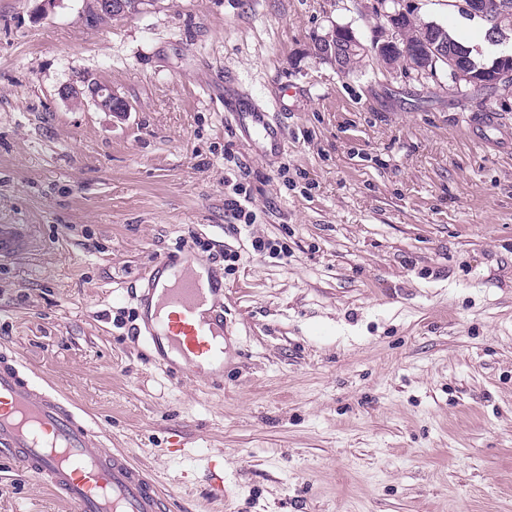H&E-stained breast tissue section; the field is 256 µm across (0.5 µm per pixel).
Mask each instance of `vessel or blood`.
Returning a JSON list of instances; mask_svg holds the SVG:
<instances>
[{"instance_id": "obj_1", "label": "vessel or blood", "mask_w": 512, "mask_h": 512, "mask_svg": "<svg viewBox=\"0 0 512 512\" xmlns=\"http://www.w3.org/2000/svg\"><path fill=\"white\" fill-rule=\"evenodd\" d=\"M237 123L279 152L281 132L263 113L236 109ZM22 224L0 225V258L15 253ZM188 246L154 258L144 276L142 321L154 361L192 379L224 373V282L200 273ZM92 428L69 401L38 384L19 355L0 353V457L58 491L75 512H169L163 492L119 452L92 451Z\"/></svg>"}]
</instances>
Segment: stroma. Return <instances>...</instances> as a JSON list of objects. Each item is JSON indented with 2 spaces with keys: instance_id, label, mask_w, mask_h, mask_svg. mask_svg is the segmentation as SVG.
Instances as JSON below:
<instances>
[{
  "instance_id": "1",
  "label": "stroma",
  "mask_w": 512,
  "mask_h": 512,
  "mask_svg": "<svg viewBox=\"0 0 512 512\" xmlns=\"http://www.w3.org/2000/svg\"><path fill=\"white\" fill-rule=\"evenodd\" d=\"M374 4L153 0L91 27L83 0H0V225L29 232L0 259V352L172 512H512V87L312 56L334 23L371 43ZM94 83L126 117L61 94ZM184 245L224 277L219 384L135 334L141 274ZM0 512L73 510L1 458ZM237 123L244 129L251 130L255 138L263 143L266 150L279 152L282 146V133L265 119L262 112H254L247 109H234Z\"/></svg>"
}]
</instances>
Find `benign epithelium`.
Returning <instances> with one entry per match:
<instances>
[{
    "mask_svg": "<svg viewBox=\"0 0 512 512\" xmlns=\"http://www.w3.org/2000/svg\"><path fill=\"white\" fill-rule=\"evenodd\" d=\"M126 0H84L83 16L92 19H106L114 14L126 11ZM461 8L473 16H479L492 25V33L502 41L509 40L505 30L500 26L499 19L512 13V0H463ZM379 14L385 19L391 33L381 36L367 46L356 37L348 25L336 23L317 36L321 47L318 59L343 71L342 61L351 52L372 54L385 68L391 67L392 59L404 58L410 69L419 75H429L435 71V62L442 59L447 62L449 89L460 92L467 86L495 84L512 79V55L496 58L491 65L482 66L473 71L464 63L468 58L469 49L460 46L450 53L439 44L437 34L431 25L422 27V38L419 44H408L396 36L399 23L407 18L412 19L410 9L404 0H381L377 3ZM90 94L98 108L105 112L122 114L129 111L125 100L105 85H94L91 90L80 89L76 86L65 87L62 96L72 102L82 100L84 94Z\"/></svg>",
    "mask_w": 512,
    "mask_h": 512,
    "instance_id": "benign-epithelium-1",
    "label": "benign epithelium"
}]
</instances>
